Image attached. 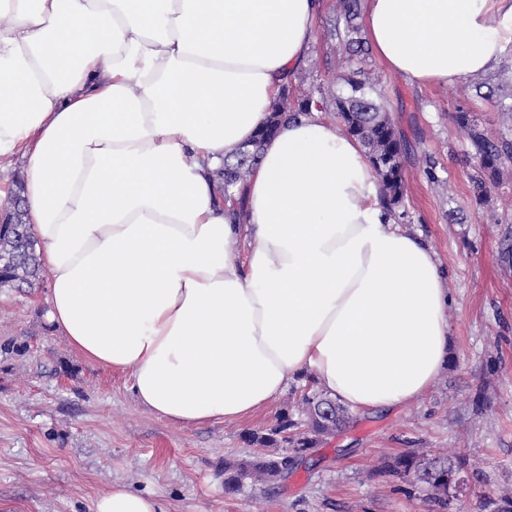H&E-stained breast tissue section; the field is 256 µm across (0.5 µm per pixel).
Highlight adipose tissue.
<instances>
[{
	"mask_svg": "<svg viewBox=\"0 0 512 512\" xmlns=\"http://www.w3.org/2000/svg\"><path fill=\"white\" fill-rule=\"evenodd\" d=\"M362 3L372 51L417 88L491 72L512 46V0ZM320 8L0 0V165L24 162L49 321L172 423L251 418L306 382L391 411L447 365L437 254L393 222L337 124L281 122L244 187L247 223L210 176L264 125ZM95 512L165 510L116 485Z\"/></svg>",
	"mask_w": 512,
	"mask_h": 512,
	"instance_id": "1",
	"label": "adipose tissue"
}]
</instances>
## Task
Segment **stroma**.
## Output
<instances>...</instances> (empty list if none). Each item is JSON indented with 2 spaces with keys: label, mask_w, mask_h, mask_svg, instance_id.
<instances>
[{
  "label": "stroma",
  "mask_w": 512,
  "mask_h": 512,
  "mask_svg": "<svg viewBox=\"0 0 512 512\" xmlns=\"http://www.w3.org/2000/svg\"><path fill=\"white\" fill-rule=\"evenodd\" d=\"M336 0H323L310 54L291 81L341 91L342 74L364 67L378 82L406 140V195L397 223L421 232L447 272L454 302L447 369L416 402L387 414L351 413L349 424L302 458L275 486L224 490L225 461L255 453L252 432L295 412L289 386L267 411L240 422L182 426L143 409L129 373L93 364L46 320L49 278L0 288V512H95L113 485L151 493L167 512H439L426 485L399 486L382 464L409 450L459 455L475 476L455 512L512 497V174L479 201L452 120L469 105L492 134L507 123L480 84L512 103L498 72L419 89L375 56L350 61L333 33Z\"/></svg>",
  "instance_id": "35a3bbf8"
}]
</instances>
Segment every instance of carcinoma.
I'll use <instances>...</instances> for the list:
<instances>
[{
    "label": "carcinoma",
    "instance_id": "1",
    "mask_svg": "<svg viewBox=\"0 0 512 512\" xmlns=\"http://www.w3.org/2000/svg\"><path fill=\"white\" fill-rule=\"evenodd\" d=\"M360 13L361 0H337L333 31L351 56L368 52L356 23ZM341 80L348 85V91L329 96L323 92L317 96L302 92L287 83L270 106L269 117L253 142L260 144L270 138L285 116L291 118L313 110L336 112L344 132L357 139L369 156L381 185L384 208L390 212L403 201L406 191L403 141L368 73L359 70L343 75ZM453 120L467 141L468 157L474 166L471 181L476 196L486 201L505 172L512 168V137L503 133L496 137L490 135L478 113L465 106L457 108ZM259 159L258 150L248 157L241 151L238 161H226L215 171L216 180L224 185V193L240 192L236 212L240 224L246 223L247 218L243 188ZM21 190L22 184L18 183L16 190L10 192L6 222L0 224V287L29 288L42 272L37 243L20 205ZM302 404L306 415L304 431H298V423L284 414L267 432L250 433L249 441L261 447V451L247 459L224 463V490L237 491L246 482L264 485L277 482L288 473V456L304 455L348 421L346 409L320 391L304 394ZM285 432L289 433L286 441L281 438ZM384 473L402 481L415 478L427 484L434 502L443 510L458 499L449 493L448 472L414 451L391 458L384 464Z\"/></svg>",
    "mask_w": 512,
    "mask_h": 512
}]
</instances>
